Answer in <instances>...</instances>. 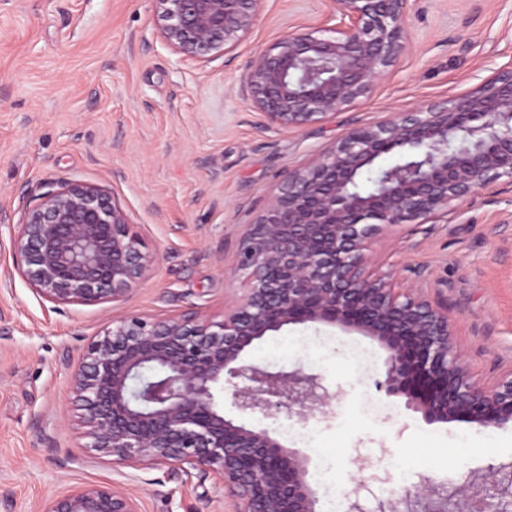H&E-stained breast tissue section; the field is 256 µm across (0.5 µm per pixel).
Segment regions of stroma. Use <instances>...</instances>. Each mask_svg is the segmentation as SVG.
I'll return each instance as SVG.
<instances>
[{
	"label": "stroma",
	"mask_w": 512,
	"mask_h": 512,
	"mask_svg": "<svg viewBox=\"0 0 512 512\" xmlns=\"http://www.w3.org/2000/svg\"><path fill=\"white\" fill-rule=\"evenodd\" d=\"M331 0H260L232 54L186 59L162 40L149 0H0V512H41L50 498L107 483L141 512H231L214 479L96 457L83 437L71 373L87 344L126 314L198 311L221 319L239 296L237 252L288 169L348 128L478 86L512 67V0H411L412 50L367 99L327 121L281 130L240 91L246 62L283 35L330 25ZM105 190L155 258L122 301L58 305L23 276L12 235L26 208L61 183ZM447 309L471 372L512 367V179L476 192L447 219L393 228L369 254ZM385 350L355 331L296 325L248 348L246 362L322 375L338 397L328 417L265 421L308 459L316 512L322 460L339 490L376 467L366 506L420 477L460 484L512 461V426L427 422L407 396L377 392ZM313 432L304 447L299 431Z\"/></svg>",
	"instance_id": "35a3bbf8"
}]
</instances>
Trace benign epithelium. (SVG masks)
<instances>
[{
    "label": "benign epithelium",
    "instance_id": "benign-epithelium-1",
    "mask_svg": "<svg viewBox=\"0 0 512 512\" xmlns=\"http://www.w3.org/2000/svg\"><path fill=\"white\" fill-rule=\"evenodd\" d=\"M164 42L183 58L236 50L259 0H150ZM325 29L288 34L253 55L243 91L278 129H301L368 98L409 50L410 0H332ZM397 160L380 161L387 154ZM374 170L371 190L357 176ZM512 179V69L475 90L426 102L374 125L349 129L290 169L249 225L238 253L242 293L214 321L197 312L164 319L124 316L89 342L71 380L87 447L129 467H188L214 477L233 512H316L307 459L265 429L226 415L304 421L336 398L319 374L270 372L243 362L255 342L291 325L353 330L387 352L376 388L388 396L417 383L429 422L464 418L512 424V368L476 379L458 349L448 311L370 271L371 243L404 224H425L502 177ZM35 291L56 304L121 301L147 276L124 211L105 191L69 181L41 195L12 238ZM361 483L344 512H512V463L475 470L468 483L423 477L414 491L376 501ZM43 512H140L130 494L88 485L47 501Z\"/></svg>",
    "mask_w": 512,
    "mask_h": 512
}]
</instances>
